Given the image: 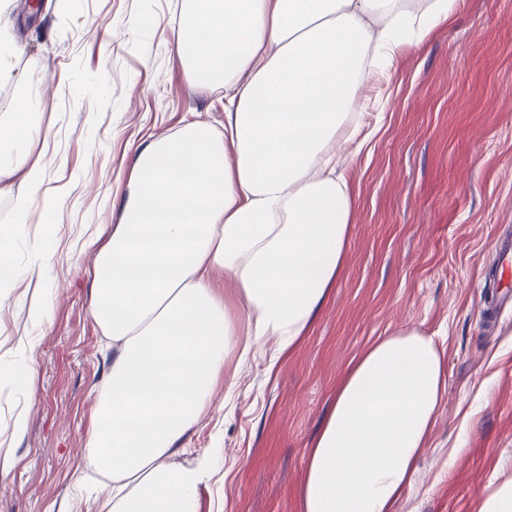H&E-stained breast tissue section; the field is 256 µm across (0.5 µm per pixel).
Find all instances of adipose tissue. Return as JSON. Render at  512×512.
<instances>
[{
  "instance_id": "ef3b65f1",
  "label": "adipose tissue",
  "mask_w": 512,
  "mask_h": 512,
  "mask_svg": "<svg viewBox=\"0 0 512 512\" xmlns=\"http://www.w3.org/2000/svg\"><path fill=\"white\" fill-rule=\"evenodd\" d=\"M457 0H184L174 51L194 91L224 93L225 120L186 123L136 150L120 218L89 238L92 316L112 341L83 440L107 474L99 512H197L213 458L175 463L230 354L272 343L269 365L315 322L342 267L351 195L340 171L373 134L368 68L388 73L412 30L445 24ZM28 96L0 141V304L22 277L10 247L34 200L53 207L44 135ZM226 289H219L216 274ZM32 346L0 366V389L33 397ZM447 389L433 336L406 328L350 362L310 451L303 512H395Z\"/></svg>"
}]
</instances>
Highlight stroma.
I'll return each instance as SVG.
<instances>
[{
	"instance_id": "stroma-1",
	"label": "stroma",
	"mask_w": 512,
	"mask_h": 512,
	"mask_svg": "<svg viewBox=\"0 0 512 512\" xmlns=\"http://www.w3.org/2000/svg\"><path fill=\"white\" fill-rule=\"evenodd\" d=\"M12 0L0 32L21 52L0 85V122L38 93L50 137L53 211L35 204L14 258L51 235L52 267L0 310V359L22 338L38 366L23 433L0 392V512H97L99 477L74 488L112 343L90 310L88 234L117 223L114 193L136 147L204 118L224 125V93H194L170 50L182 0ZM377 132L345 163L353 196L342 270L314 325L275 368L229 357L236 385L182 442V460L219 448L198 512H302L309 452L351 359L408 326L445 336L448 388L413 488L397 512H479L512 481V311L490 317L497 241L512 236V0H458L445 25L405 48L381 81ZM50 296L38 327L31 303Z\"/></svg>"
}]
</instances>
